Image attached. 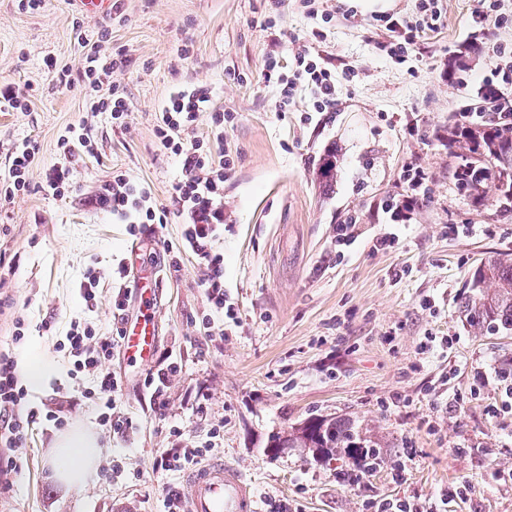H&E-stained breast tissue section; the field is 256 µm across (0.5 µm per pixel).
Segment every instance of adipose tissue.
<instances>
[{"mask_svg":"<svg viewBox=\"0 0 512 512\" xmlns=\"http://www.w3.org/2000/svg\"><path fill=\"white\" fill-rule=\"evenodd\" d=\"M100 454L92 431L77 427L62 435L53 451V467L57 479L66 487H84L96 473Z\"/></svg>","mask_w":512,"mask_h":512,"instance_id":"1","label":"adipose tissue"}]
</instances>
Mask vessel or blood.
Here are the masks:
<instances>
[{
    "instance_id": "obj_1",
    "label": "vessel or blood",
    "mask_w": 512,
    "mask_h": 512,
    "mask_svg": "<svg viewBox=\"0 0 512 512\" xmlns=\"http://www.w3.org/2000/svg\"><path fill=\"white\" fill-rule=\"evenodd\" d=\"M134 314L122 325V348L130 363L148 364L159 335L162 290L156 269L136 271ZM187 512H259L252 482L237 467L215 462L186 480Z\"/></svg>"
}]
</instances>
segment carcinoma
<instances>
[{
	"instance_id": "carcinoma-1",
	"label": "carcinoma",
	"mask_w": 512,
	"mask_h": 512,
	"mask_svg": "<svg viewBox=\"0 0 512 512\" xmlns=\"http://www.w3.org/2000/svg\"><path fill=\"white\" fill-rule=\"evenodd\" d=\"M463 118L448 119V153L457 164L452 176L458 193L474 206L487 201V189L497 192L496 203L512 211V99L491 85L465 101ZM463 312L482 335H512V253L493 254L475 270ZM303 448L316 462L340 461L336 471L343 482H355L376 469L380 446L361 424L334 417L313 418L287 432L272 434L266 452Z\"/></svg>"
}]
</instances>
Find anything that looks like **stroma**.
Instances as JSON below:
<instances>
[{
  "label": "stroma",
  "mask_w": 512,
  "mask_h": 512,
  "mask_svg": "<svg viewBox=\"0 0 512 512\" xmlns=\"http://www.w3.org/2000/svg\"><path fill=\"white\" fill-rule=\"evenodd\" d=\"M77 20L92 39L109 30L110 48L129 58L104 82L123 90L126 126L91 111L81 89L59 88L47 67H80ZM475 38L481 54L463 55ZM389 39L357 0H111L103 15L76 0H45L36 11L0 0V82L28 97L24 112L0 105V167L23 141L39 148L29 192L0 201V253L11 260L0 268V355L38 346L54 370L28 387L26 400L64 422L29 430L19 473L0 483V512H156L166 485L184 476L155 471V458L208 439L215 427V456L247 474L260 512L277 503L289 512H376L386 499L422 512H512V395L502 383L512 375V336L476 335L460 313L480 261L512 253V212L458 194L445 143L449 115L483 86L499 46L512 44V0H442L440 27L420 35L403 62L383 51ZM301 51L336 77L328 111H313L302 81L287 111L277 108L266 57L278 55L289 76ZM197 82L214 91L211 112L234 115L224 127L233 165L212 250L224 256L235 317L220 330L201 323L209 312L204 267L180 249L181 218L132 230L96 204L119 171L171 206L182 164L159 151L156 113ZM79 123L90 128L94 153L61 158L60 135ZM331 152L338 163L327 188L316 172ZM62 160L73 186L45 195L42 170ZM412 166L428 177L426 199L396 223L388 205L406 196ZM349 222L356 240L337 245V225ZM392 230L398 243L374 251ZM142 241L148 249L132 254ZM121 262L151 263L163 288L147 369L126 366L119 351L103 365L121 387L115 413L137 424L124 436L86 396L96 378L73 374L58 346L74 321L111 332L112 291L134 286L113 280ZM90 273L99 280L91 308L79 293ZM19 321L25 338L16 343ZM428 335L453 346L421 353ZM173 362L180 371L160 406L143 378ZM311 416L367 427L382 446L377 469L346 485L335 464L302 449L267 455L270 435ZM78 423L95 429L102 456L98 480L73 490L57 480L50 457L64 428ZM175 426L182 436L171 435ZM116 463L123 471L113 472Z\"/></svg>",
  "instance_id": "35a3bbf8"
}]
</instances>
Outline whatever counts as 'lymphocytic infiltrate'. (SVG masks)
I'll use <instances>...</instances> for the list:
<instances>
[{"label":"lymphocytic infiltrate","mask_w":512,"mask_h":512,"mask_svg":"<svg viewBox=\"0 0 512 512\" xmlns=\"http://www.w3.org/2000/svg\"><path fill=\"white\" fill-rule=\"evenodd\" d=\"M438 2L422 0L423 18L415 25L391 14L383 15L385 28L392 34L390 57L405 59L418 33L435 29L441 16ZM109 40V33L105 30L93 42L85 35H78V43L86 49L83 67L76 74L72 73L70 67H62L57 73L60 85L71 89L80 83L86 90H96L101 73L113 70L125 61L124 54H109ZM295 63L292 77L278 75L279 108L287 109L297 80L303 78L313 92L314 111H324L335 100V75L321 68L305 53L297 54ZM212 100L213 91L208 86H187L170 95L159 115L155 136L160 149L182 159V176L172 192L173 209L156 206L149 188L131 181L120 172L113 175L97 194L99 208L124 224H164L173 210L189 216L190 222L184 230V246L205 266L202 285L211 312L203 317L202 323L208 328L215 327L224 318V257L213 252L211 243L218 227L224 222V172L231 165L230 158L215 159L213 150L223 146L224 126L234 119L229 112H211ZM205 111L211 114L212 127L211 137L204 143L189 138L188 131ZM37 152L36 145L29 142L22 143L11 152L7 172L0 177V199L10 200L28 191L29 172L38 163ZM121 340L120 327H113L110 335L102 336L91 326L75 321L65 336L64 346L76 372L98 374L99 383L90 396L98 400L103 422L109 423L114 433L123 435L132 431L133 422L130 418L113 414V403L120 386L111 374L101 371L103 363L114 350L120 349ZM24 397L25 389L15 372L13 361L1 356L0 440L12 448L21 447L29 427L38 418L49 421L55 418L51 411L43 416L31 411L26 417H18L15 410Z\"/></svg>","instance_id":"1"}]
</instances>
